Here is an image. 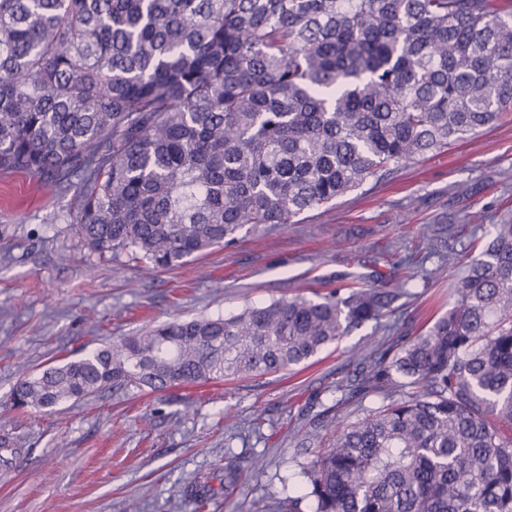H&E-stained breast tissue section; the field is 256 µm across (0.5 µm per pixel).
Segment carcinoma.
<instances>
[{
	"instance_id": "obj_1",
	"label": "carcinoma",
	"mask_w": 512,
	"mask_h": 512,
	"mask_svg": "<svg viewBox=\"0 0 512 512\" xmlns=\"http://www.w3.org/2000/svg\"><path fill=\"white\" fill-rule=\"evenodd\" d=\"M510 113L512 0H0V171L79 178L80 241L156 270ZM471 251L441 261L463 267L447 313L340 380L380 402L300 449L274 512H512V222ZM404 295L394 278L176 319L20 379L10 404L286 371ZM242 471L225 458L224 489Z\"/></svg>"
}]
</instances>
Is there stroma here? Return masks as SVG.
<instances>
[{"instance_id":"1","label":"stroma","mask_w":512,"mask_h":512,"mask_svg":"<svg viewBox=\"0 0 512 512\" xmlns=\"http://www.w3.org/2000/svg\"><path fill=\"white\" fill-rule=\"evenodd\" d=\"M78 193L0 174V434L16 443L0 453V512H130L134 502L140 512H196L183 488L203 473L214 488L205 512H255L256 501L302 483L291 458L315 425L354 421L377 404L336 389L352 353L415 332L455 303L457 272L427 276L439 254L420 267L403 262L424 232L454 225L463 253L473 233L512 219V115L478 143L427 154L332 209L306 211L282 230L244 231L172 270L90 253L71 229ZM393 277L406 278L407 296L293 371L156 393L105 391L50 412L10 407L18 379L161 322ZM228 456L246 465L230 493Z\"/></svg>"}]
</instances>
